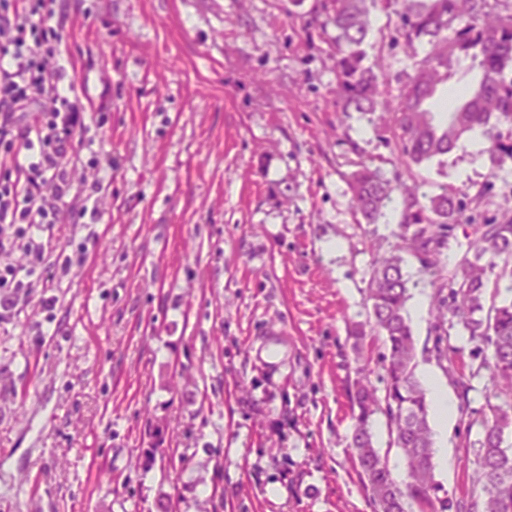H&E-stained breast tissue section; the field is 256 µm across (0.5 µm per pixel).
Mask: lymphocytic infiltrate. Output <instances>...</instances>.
Returning <instances> with one entry per match:
<instances>
[{
	"instance_id": "obj_1",
	"label": "lymphocytic infiltrate",
	"mask_w": 512,
	"mask_h": 512,
	"mask_svg": "<svg viewBox=\"0 0 512 512\" xmlns=\"http://www.w3.org/2000/svg\"><path fill=\"white\" fill-rule=\"evenodd\" d=\"M53 0H0V309L16 305L20 270L9 256L23 246L41 259L36 228L62 221L73 190L69 167L85 108L63 88L55 66L62 35Z\"/></svg>"
}]
</instances>
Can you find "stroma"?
Returning <instances> with one entry per match:
<instances>
[{"label":"stroma","mask_w":512,"mask_h":512,"mask_svg":"<svg viewBox=\"0 0 512 512\" xmlns=\"http://www.w3.org/2000/svg\"><path fill=\"white\" fill-rule=\"evenodd\" d=\"M314 0H54L59 62L92 112L70 168L91 213L44 233L27 288L0 314V512H371L349 447L359 372L383 390V343L355 356L371 266L401 219L360 222L347 175L392 170V130L336 106ZM385 90L414 61L372 14ZM420 193L494 183L512 165L458 146L404 171ZM406 257L419 380L453 405L435 479L479 499L486 374L449 343L461 396L433 352L435 290Z\"/></svg>","instance_id":"stroma-1"}]
</instances>
